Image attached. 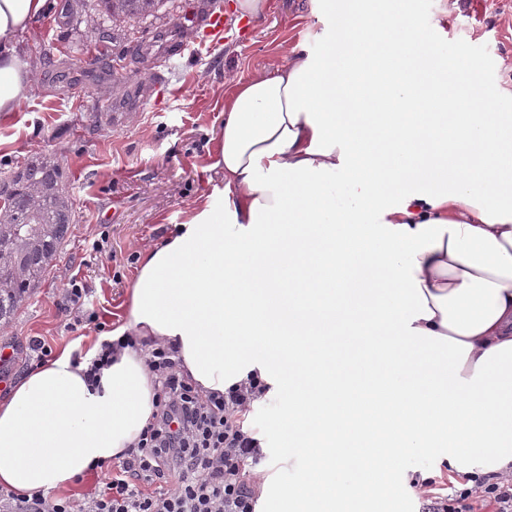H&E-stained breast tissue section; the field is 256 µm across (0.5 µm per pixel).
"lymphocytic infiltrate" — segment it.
<instances>
[{
    "label": "lymphocytic infiltrate",
    "instance_id": "f902f5d3",
    "mask_svg": "<svg viewBox=\"0 0 512 512\" xmlns=\"http://www.w3.org/2000/svg\"><path fill=\"white\" fill-rule=\"evenodd\" d=\"M88 293L85 283L69 278L61 312L74 326L104 329L97 312L83 309ZM138 343L157 376L158 394L137 445L101 465L97 487L81 502L18 499L0 491L6 512H256L263 451L243 424L264 392L261 382L201 394L182 374L175 348L132 336L102 342L98 360L107 362L115 351ZM473 482L452 495L439 493L432 478L412 486L422 512H512V475H479Z\"/></svg>",
    "mask_w": 512,
    "mask_h": 512
}]
</instances>
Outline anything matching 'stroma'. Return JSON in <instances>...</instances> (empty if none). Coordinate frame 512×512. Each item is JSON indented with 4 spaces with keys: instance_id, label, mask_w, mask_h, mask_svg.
Returning a JSON list of instances; mask_svg holds the SVG:
<instances>
[{
    "instance_id": "stroma-1",
    "label": "stroma",
    "mask_w": 512,
    "mask_h": 512,
    "mask_svg": "<svg viewBox=\"0 0 512 512\" xmlns=\"http://www.w3.org/2000/svg\"><path fill=\"white\" fill-rule=\"evenodd\" d=\"M67 2L55 0L22 36L19 51L31 83L17 112L0 120V172L35 152L55 155L76 214L45 282L0 331V340L16 347L8 367L14 379L34 365L31 338L44 339L55 352L96 338V331L64 326L58 306L69 277L85 281L103 322L115 324L143 251L186 221L205 195L224 188V175L213 166L212 138L224 121L226 84L285 63L288 48L318 49L330 22L327 0H270L266 15L247 32L201 49L196 41L209 13L220 9L237 22L230 0H181L177 11L160 19L119 23L107 41L89 33L85 23L65 22ZM406 5L448 55L482 60L486 79L503 94L512 93V0ZM173 28L192 53L167 59L154 52L138 63L140 49ZM99 233L105 243L98 254L91 241ZM435 464L430 453L404 457L393 476L399 494L381 502L379 512H422L401 479Z\"/></svg>"
}]
</instances>
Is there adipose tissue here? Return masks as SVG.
<instances>
[{"mask_svg": "<svg viewBox=\"0 0 512 512\" xmlns=\"http://www.w3.org/2000/svg\"><path fill=\"white\" fill-rule=\"evenodd\" d=\"M49 0H0V117L29 81L21 35ZM318 52L231 84L221 196L141 256L108 340L174 344L189 381L248 378L287 403L282 512H370L416 449L512 471V110L450 62L406 0H339ZM353 204L340 206L337 181ZM89 342L0 397V488L49 497L134 446L155 374Z\"/></svg>", "mask_w": 512, "mask_h": 512, "instance_id": "obj_1", "label": "adipose tissue"}]
</instances>
